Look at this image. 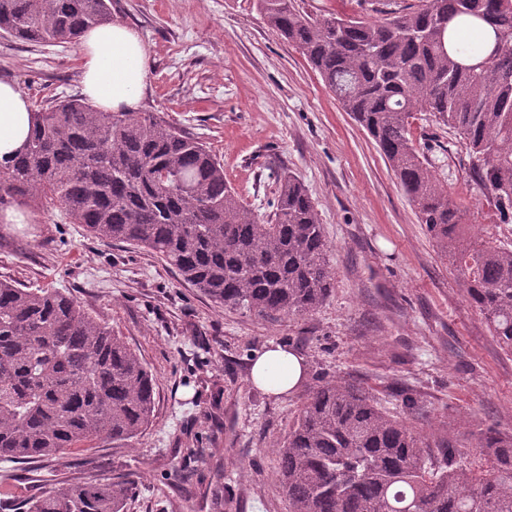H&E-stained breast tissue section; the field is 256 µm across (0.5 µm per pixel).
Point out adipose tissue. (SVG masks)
<instances>
[{"label":"adipose tissue","instance_id":"1","mask_svg":"<svg viewBox=\"0 0 512 512\" xmlns=\"http://www.w3.org/2000/svg\"><path fill=\"white\" fill-rule=\"evenodd\" d=\"M80 68L85 94L106 112L137 109L148 86L147 49L131 28L112 23L85 30L80 38ZM35 122L27 96L18 85L0 78V160L17 153ZM305 376L293 351L277 346L259 353L251 379L260 389L281 395Z\"/></svg>","mask_w":512,"mask_h":512}]
</instances>
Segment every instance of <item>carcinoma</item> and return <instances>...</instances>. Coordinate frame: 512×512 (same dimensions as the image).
Listing matches in <instances>:
<instances>
[{"mask_svg":"<svg viewBox=\"0 0 512 512\" xmlns=\"http://www.w3.org/2000/svg\"><path fill=\"white\" fill-rule=\"evenodd\" d=\"M267 26L318 73L399 181L465 300L512 354V241H479L467 211L416 146L417 116L458 135L471 179L512 223V0H418L376 20L311 18L296 0H254ZM112 22V0H0V38L75 45ZM24 147L0 161V217L58 208L99 241L159 256L220 308L306 316L335 269L317 206L278 175L273 209L247 208L209 147L154 112H105L84 98L38 104ZM155 381L106 323L55 288L0 280V460L57 457L146 428ZM467 464L379 410L365 389L318 384L276 444L290 512H512V431L487 426ZM129 489L89 477L0 512H124Z\"/></svg>","mask_w":512,"mask_h":512,"instance_id":"1","label":"carcinoma"}]
</instances>
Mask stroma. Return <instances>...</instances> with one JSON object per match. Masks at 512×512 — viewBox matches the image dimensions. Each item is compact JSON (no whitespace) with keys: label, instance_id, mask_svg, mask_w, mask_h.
Masks as SVG:
<instances>
[{"label":"stroma","instance_id":"35a3bbf8","mask_svg":"<svg viewBox=\"0 0 512 512\" xmlns=\"http://www.w3.org/2000/svg\"><path fill=\"white\" fill-rule=\"evenodd\" d=\"M387 2L297 0L314 17L372 19ZM112 16L148 50L140 110L206 143L249 209L268 212L277 173L304 183L332 248L333 290L312 315L269 321L216 307L153 254L102 243L60 210L0 224V279L73 296L156 379L153 416L133 445L0 461V481L24 496L90 474L126 480L127 512H289L274 445L309 389L331 379L361 385L430 439L463 447L480 428L512 429V353L465 301L372 139L253 0H112ZM0 77L32 100L83 91L72 46L0 38ZM412 136L470 223L499 234L457 135L419 120ZM277 345L306 364L283 395L250 377L255 355Z\"/></svg>","mask_w":512,"mask_h":512}]
</instances>
